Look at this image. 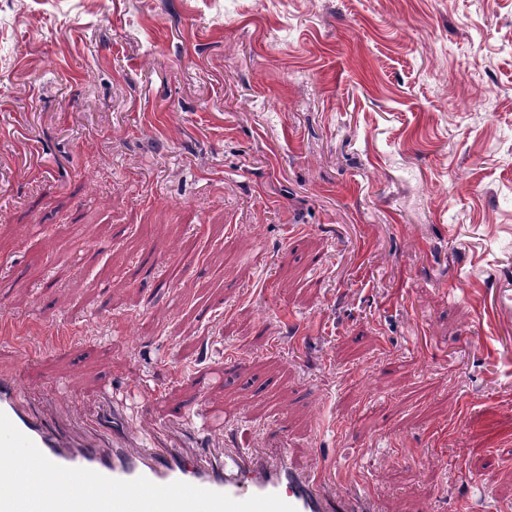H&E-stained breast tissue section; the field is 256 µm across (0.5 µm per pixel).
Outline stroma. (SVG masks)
Listing matches in <instances>:
<instances>
[{
  "mask_svg": "<svg viewBox=\"0 0 512 512\" xmlns=\"http://www.w3.org/2000/svg\"><path fill=\"white\" fill-rule=\"evenodd\" d=\"M512 503V0H0V372Z\"/></svg>",
  "mask_w": 512,
  "mask_h": 512,
  "instance_id": "obj_1",
  "label": "stroma"
}]
</instances>
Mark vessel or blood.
<instances>
[{
  "label": "vessel or blood",
  "instance_id": "vessel-or-blood-1",
  "mask_svg": "<svg viewBox=\"0 0 512 512\" xmlns=\"http://www.w3.org/2000/svg\"><path fill=\"white\" fill-rule=\"evenodd\" d=\"M70 426L48 418L32 403L15 375L0 374V412L53 463L85 468L105 477L131 481L144 477L158 485L181 481L243 501L254 495H278L296 512H379L375 495L365 486L330 488L314 470L288 462L287 449L266 456L229 450L223 458L177 451L162 423L146 426V443L126 441L128 428L113 414L83 413L77 395L56 402Z\"/></svg>",
  "mask_w": 512,
  "mask_h": 512
}]
</instances>
